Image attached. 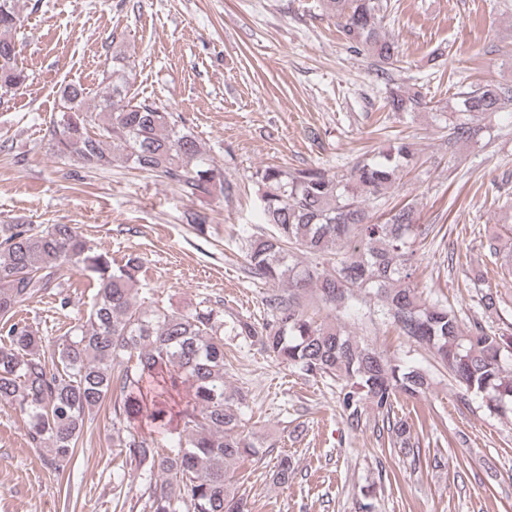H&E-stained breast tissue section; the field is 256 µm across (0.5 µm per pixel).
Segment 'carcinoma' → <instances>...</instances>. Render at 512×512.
Segmentation results:
<instances>
[{
	"instance_id": "carcinoma-1",
	"label": "carcinoma",
	"mask_w": 512,
	"mask_h": 512,
	"mask_svg": "<svg viewBox=\"0 0 512 512\" xmlns=\"http://www.w3.org/2000/svg\"><path fill=\"white\" fill-rule=\"evenodd\" d=\"M17 0H0V106L26 84L12 34L23 26ZM353 51L383 70L398 62L396 46L381 28L384 0H322ZM60 119L49 129L54 152L72 156L81 168L104 171L130 164L176 185L187 197L214 189L229 197L237 186L217 178L215 168L186 121L148 99L128 97L126 84L112 85L94 109L85 89H60ZM512 104V87L492 81L457 98L448 124V145L478 138L474 120ZM392 111L414 112L423 99L394 93ZM414 161L411 145L390 144L350 172L330 175L319 166L288 172L256 169L259 208L270 231L249 240L250 277L286 291L266 298L270 318L239 321L238 335L281 362L312 377L344 381L338 394L347 422L357 427L366 408L390 417L398 397L413 398L430 387L429 374L386 357L351 335L340 322L319 320L301 307L310 294L317 309H350L361 294L373 296L383 318L409 341L434 351L440 365L485 407L512 419V335L464 323L459 309L421 301L412 285L414 246L434 232L402 207L375 221L369 207ZM315 256L302 266L296 251ZM142 260L112 256L91 245L74 224H0V402L28 416V437L51 466L63 467L78 447L86 418L107 407L119 420H161L168 397L187 389L191 407L179 412L180 429L169 452L151 437L123 440L130 461L162 478L148 484L151 512H249L235 486L237 465L262 459L264 443L239 430L241 392L224 384V313L203 302L189 311L158 304L154 289L140 283ZM76 269L95 282L94 302L67 335L52 340L15 320L19 304L52 287L63 270ZM295 475L283 455L272 482Z\"/></svg>"
}]
</instances>
